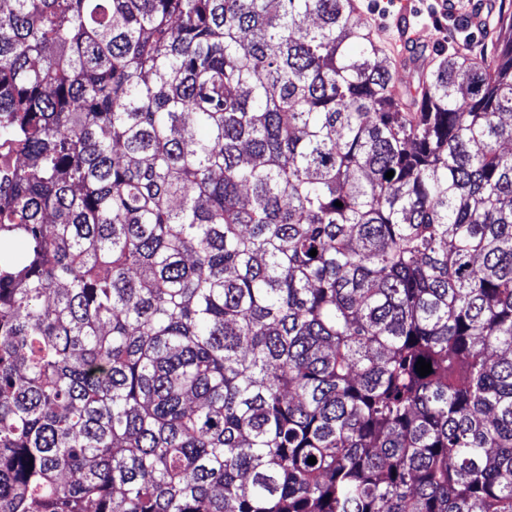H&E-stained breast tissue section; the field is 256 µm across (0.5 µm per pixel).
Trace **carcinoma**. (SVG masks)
Returning a JSON list of instances; mask_svg holds the SVG:
<instances>
[{
  "instance_id": "1",
  "label": "carcinoma",
  "mask_w": 512,
  "mask_h": 512,
  "mask_svg": "<svg viewBox=\"0 0 512 512\" xmlns=\"http://www.w3.org/2000/svg\"><path fill=\"white\" fill-rule=\"evenodd\" d=\"M493 18L411 86L355 0H0V512H512Z\"/></svg>"
}]
</instances>
